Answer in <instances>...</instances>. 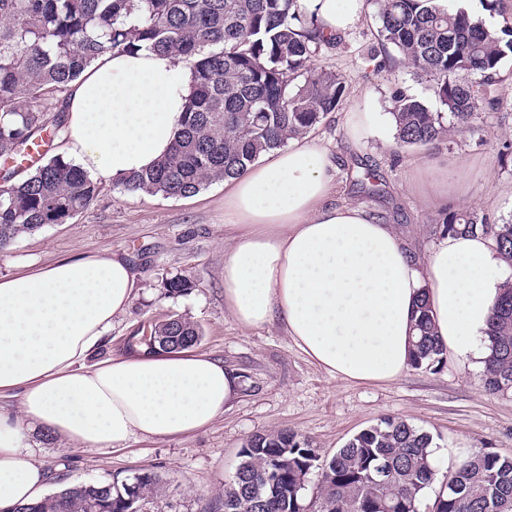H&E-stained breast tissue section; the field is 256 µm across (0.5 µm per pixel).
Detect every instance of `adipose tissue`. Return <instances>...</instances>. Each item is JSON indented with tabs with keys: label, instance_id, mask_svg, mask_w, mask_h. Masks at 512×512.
<instances>
[{
	"label": "adipose tissue",
	"instance_id": "adipose-tissue-1",
	"mask_svg": "<svg viewBox=\"0 0 512 512\" xmlns=\"http://www.w3.org/2000/svg\"><path fill=\"white\" fill-rule=\"evenodd\" d=\"M331 34L353 28L365 0H298ZM184 60L150 49L107 52L68 85L66 150L83 168L122 177L171 150L191 96ZM336 164L297 142L224 184V308L243 330L280 323L331 378L390 384L411 365L415 305L426 298L448 354L482 366L503 281L481 233L444 234L426 259L392 225L335 201ZM138 273L124 252L83 254L0 277V512L43 499L36 432L85 451L194 435L237 400L239 374L192 349L104 347ZM17 399L19 413L4 400Z\"/></svg>",
	"mask_w": 512,
	"mask_h": 512
}]
</instances>
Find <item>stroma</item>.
<instances>
[{
	"label": "stroma",
	"mask_w": 512,
	"mask_h": 512,
	"mask_svg": "<svg viewBox=\"0 0 512 512\" xmlns=\"http://www.w3.org/2000/svg\"><path fill=\"white\" fill-rule=\"evenodd\" d=\"M385 56L371 8L336 47L311 61L312 68L335 72L345 83L336 111L307 135L340 159L336 182L342 199L382 207L421 255L453 214L467 212L488 224L512 221V55L502 63L498 106L483 109L472 125L456 128L449 138L411 146L399 143L391 130L352 144L343 128L350 113L366 109L390 122L396 92L440 108L429 81L406 65L397 62L376 73ZM368 169L377 176L374 195L355 184ZM430 179L447 185L445 206L427 204ZM98 183L87 208L0 250V276L60 257L125 251L141 279L128 310L112 323L113 353L124 351L154 321L181 316L199 326L198 350L237 370L243 387L231 410L190 437L95 453L71 451L57 438L35 434V458L55 476L51 492L78 483L119 486L148 472L161 490L140 502V512H224V485L252 436L288 430L326 459L386 418L429 432L441 450L512 457V391L486 392L481 371L447 357L431 368H409L392 384H350L326 375L280 327L242 330L224 309V250L232 231L224 225L223 181L179 198L127 193L111 177H99ZM177 274L191 286L173 295L164 283Z\"/></svg>",
	"instance_id": "stroma-1"
}]
</instances>
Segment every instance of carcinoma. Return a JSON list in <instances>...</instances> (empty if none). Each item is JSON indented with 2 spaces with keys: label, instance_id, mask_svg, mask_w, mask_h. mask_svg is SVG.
<instances>
[{
  "label": "carcinoma",
  "instance_id": "carcinoma-1",
  "mask_svg": "<svg viewBox=\"0 0 512 512\" xmlns=\"http://www.w3.org/2000/svg\"><path fill=\"white\" fill-rule=\"evenodd\" d=\"M378 35L402 62L429 78L449 122L407 94L394 98L396 138L427 146L469 124L479 106L496 100L500 66L512 54V17L486 24L450 0H379ZM338 44L302 11L298 0H0V155L15 158L30 146L53 145L65 132L66 89L109 51L142 47L189 62L194 94L171 153L148 171L118 180L128 192L167 197L195 195L216 179H233L261 154L300 138L336 110L344 91L333 72L310 67ZM98 184L80 167L52 158L20 183L0 190V248L22 233L62 224L95 198ZM467 214L449 219L448 233L472 232ZM490 237L512 264V224ZM488 331L491 343L483 384L512 391V285H504ZM419 336L412 366L442 362L428 304L417 307ZM157 336L200 341V328L176 317L154 324L139 343ZM288 462H283V456ZM433 437L403 420L385 419L354 435L322 467L305 439L281 430L253 436L224 485V512H420L435 483ZM320 469L315 500L304 503L308 476ZM279 473L277 483L268 474ZM101 485L67 487L77 512ZM159 490L150 473L107 490L102 512H119L129 490ZM57 495V496H59ZM57 496L15 512H58ZM431 512H512V458L485 452L446 475Z\"/></svg>",
  "mask_w": 512,
  "mask_h": 512
}]
</instances>
